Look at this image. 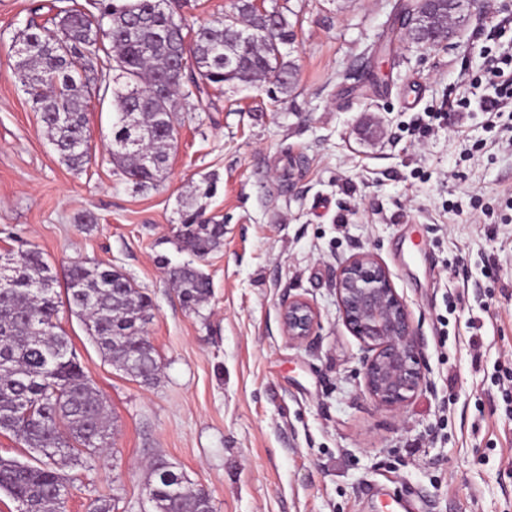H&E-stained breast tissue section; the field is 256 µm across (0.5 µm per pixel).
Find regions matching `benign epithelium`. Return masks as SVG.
Listing matches in <instances>:
<instances>
[{
	"mask_svg": "<svg viewBox=\"0 0 512 512\" xmlns=\"http://www.w3.org/2000/svg\"><path fill=\"white\" fill-rule=\"evenodd\" d=\"M336 294L343 321L364 345L361 373L367 395L399 411L422 388L424 342L388 269L369 252L352 255L336 269ZM288 339L303 343L319 326L316 309L302 298L281 306Z\"/></svg>",
	"mask_w": 512,
	"mask_h": 512,
	"instance_id": "1",
	"label": "benign epithelium"
}]
</instances>
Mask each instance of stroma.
I'll list each match as a JSON object with an SVG mask.
<instances>
[{
  "label": "stroma",
  "mask_w": 512,
  "mask_h": 512,
  "mask_svg": "<svg viewBox=\"0 0 512 512\" xmlns=\"http://www.w3.org/2000/svg\"><path fill=\"white\" fill-rule=\"evenodd\" d=\"M399 2L264 0L293 32L294 88L276 102L263 84L184 100L165 180L139 189L109 153L111 99L87 108L92 163L62 162L12 50L31 14L53 17L52 0H0V250H40L57 295L87 258L153 304L147 385L59 306L115 419L111 448L66 469V512L99 500L152 512L158 457L208 491L212 512H388L391 494L422 512H512V146L475 104L512 48V0H461L432 48L408 38ZM459 101L470 107L457 120ZM191 207L224 220L223 246L200 261L176 244ZM362 252L388 269L425 343V383L398 411L365 394L363 346L336 295L339 262ZM163 258L209 277L198 311ZM291 298L319 314L304 343L282 330Z\"/></svg>",
  "instance_id": "1"
}]
</instances>
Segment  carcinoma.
<instances>
[{
  "label": "carcinoma",
  "mask_w": 512,
  "mask_h": 512,
  "mask_svg": "<svg viewBox=\"0 0 512 512\" xmlns=\"http://www.w3.org/2000/svg\"><path fill=\"white\" fill-rule=\"evenodd\" d=\"M57 0L49 28L30 21L15 40L30 46L15 74L62 161L73 169L93 152L86 121L88 98L112 94V160L139 187L156 186L175 148L174 118L183 100L206 86L258 81L286 94L295 68L284 61L289 23L275 11L270 25L252 0L188 36L182 4L158 8L156 0H96L85 12ZM414 36L448 34V4L420 18ZM119 71L122 86L94 83V62ZM165 96L148 98L157 84ZM141 92L136 99L132 90ZM179 248L202 260L224 242L223 220L200 209L181 215ZM181 305L197 310L211 293L210 279L192 263L160 260ZM50 264L35 248L0 253V432L11 433L38 454L34 462L0 457V492L23 512H65L61 469L84 465L110 445L112 417L67 336L57 332L59 301ZM68 305L99 351L127 375L151 382L156 352L146 336L151 300L120 271L75 260L68 270ZM146 493L154 512H212L206 490L168 460L150 464Z\"/></svg>",
  "instance_id": "cac0c4a2"
}]
</instances>
